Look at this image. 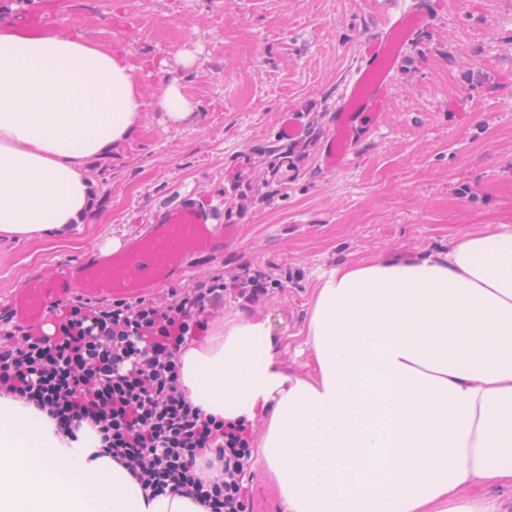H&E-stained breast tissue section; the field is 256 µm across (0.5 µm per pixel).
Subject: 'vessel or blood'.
I'll return each mask as SVG.
<instances>
[{
  "mask_svg": "<svg viewBox=\"0 0 512 512\" xmlns=\"http://www.w3.org/2000/svg\"><path fill=\"white\" fill-rule=\"evenodd\" d=\"M80 6V0H68L64 6L58 0H41L38 7L17 10L6 22L21 36H51L72 20ZM430 20L426 0H407L368 42L336 107L335 131L323 152L328 168L347 165L363 120L376 119L385 110L403 48ZM239 236L238 225L220 223L214 207L189 192L153 208L149 222L117 251L34 274L13 297L11 307L21 321L38 327L58 301L74 292L92 300L105 296L132 300L184 275L192 259L222 254Z\"/></svg>",
  "mask_w": 512,
  "mask_h": 512,
  "instance_id": "obj_1",
  "label": "vessel or blood"
}]
</instances>
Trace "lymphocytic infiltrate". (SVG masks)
<instances>
[{
	"mask_svg": "<svg viewBox=\"0 0 512 512\" xmlns=\"http://www.w3.org/2000/svg\"><path fill=\"white\" fill-rule=\"evenodd\" d=\"M280 280L243 264L232 284L213 275L135 301L74 296L54 310L53 334L0 333V391L46 411L59 428L87 424L145 493H181L208 512H247L240 473L247 427L207 417L182 388L179 352L224 309L227 287L255 302ZM219 466L221 477L204 478Z\"/></svg>",
	"mask_w": 512,
	"mask_h": 512,
	"instance_id": "lymphocytic-infiltrate-1",
	"label": "lymphocytic infiltrate"
}]
</instances>
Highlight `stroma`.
Instances as JSON below:
<instances>
[{
  "instance_id": "1",
  "label": "stroma",
  "mask_w": 512,
  "mask_h": 512,
  "mask_svg": "<svg viewBox=\"0 0 512 512\" xmlns=\"http://www.w3.org/2000/svg\"><path fill=\"white\" fill-rule=\"evenodd\" d=\"M397 0H85L77 34L166 62L197 106L164 122L159 75L141 73L139 131L92 162L95 214L69 242H0V309L29 277L112 250L149 210L195 191L241 235L223 255L194 262L187 281L259 263L287 287L250 307L266 317L285 369L299 354L316 280L347 261L443 250L512 215V0H428L431 26L393 77L387 108L347 166L325 169L332 114L366 41ZM318 137L285 185L266 180V149L283 113ZM249 512H283L263 468L248 461Z\"/></svg>"
}]
</instances>
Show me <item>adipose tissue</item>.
<instances>
[{
  "label": "adipose tissue",
  "mask_w": 512,
  "mask_h": 512,
  "mask_svg": "<svg viewBox=\"0 0 512 512\" xmlns=\"http://www.w3.org/2000/svg\"><path fill=\"white\" fill-rule=\"evenodd\" d=\"M137 66L112 46L0 33V240H71L93 213L89 162L141 125ZM267 320L226 314L181 349L208 416H263L256 456L286 512H512V226L320 277L309 375L258 358ZM0 512H207L146 498L89 426L60 430L0 392Z\"/></svg>",
  "instance_id": "1"
}]
</instances>
